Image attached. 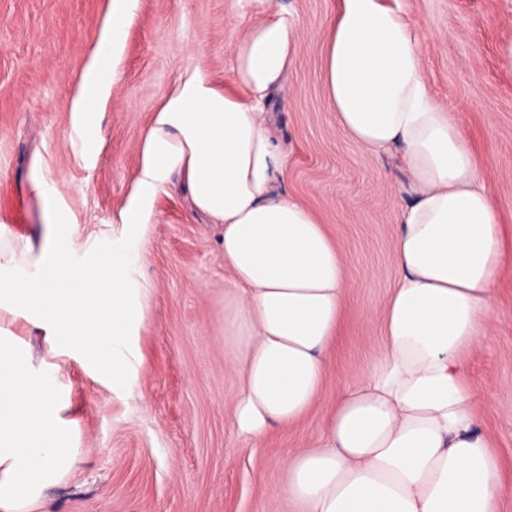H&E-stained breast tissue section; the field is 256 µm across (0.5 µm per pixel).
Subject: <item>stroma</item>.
I'll use <instances>...</instances> for the list:
<instances>
[{"mask_svg": "<svg viewBox=\"0 0 512 512\" xmlns=\"http://www.w3.org/2000/svg\"><path fill=\"white\" fill-rule=\"evenodd\" d=\"M416 23L429 89L462 112L464 133L512 228V0H387ZM109 0H0V224L43 222L30 193L43 172L85 233H108L139 164L153 112L188 68L230 83L232 49L248 22L293 18L300 51L267 110L288 155L286 190L324 224L346 263L341 336L324 389L299 422L261 440L240 437L229 402L238 387L224 344L223 232L180 187L155 202L147 259L152 284L141 336L145 369L121 399L68 362L81 462L38 512H298L282 465L312 443L338 390L367 381L382 346L397 271L392 251L407 199L400 151L374 155L337 125L321 81L323 33L337 0H139L120 84L99 123L104 144L85 165L72 143V94L108 19ZM494 329L472 360L476 410L512 484V269L499 282Z\"/></svg>", "mask_w": 512, "mask_h": 512, "instance_id": "obj_1", "label": "stroma"}]
</instances>
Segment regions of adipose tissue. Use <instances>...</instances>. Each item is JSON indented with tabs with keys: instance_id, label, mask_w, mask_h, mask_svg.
<instances>
[{
	"instance_id": "adipose-tissue-1",
	"label": "adipose tissue",
	"mask_w": 512,
	"mask_h": 512,
	"mask_svg": "<svg viewBox=\"0 0 512 512\" xmlns=\"http://www.w3.org/2000/svg\"><path fill=\"white\" fill-rule=\"evenodd\" d=\"M138 0H110V24L81 76L73 125L86 160L98 110ZM300 46L295 23L267 14L233 47V89L186 69L139 146L118 235H83L43 175L40 234L0 224V512H36L80 457L64 366L75 361L124 394L145 369L143 274L154 203L180 180L223 228L224 338L235 348L233 424L257 441L303 418L323 391L348 287L323 224L287 196L288 157L264 110ZM322 80L337 124L362 148H401L406 167L393 251L398 276L367 382L339 392L323 430L289 453L300 512H500L502 463L475 411L470 362L492 328L512 240L459 110L430 94L414 23L384 0H338ZM42 336L37 355L30 335Z\"/></svg>"
}]
</instances>
